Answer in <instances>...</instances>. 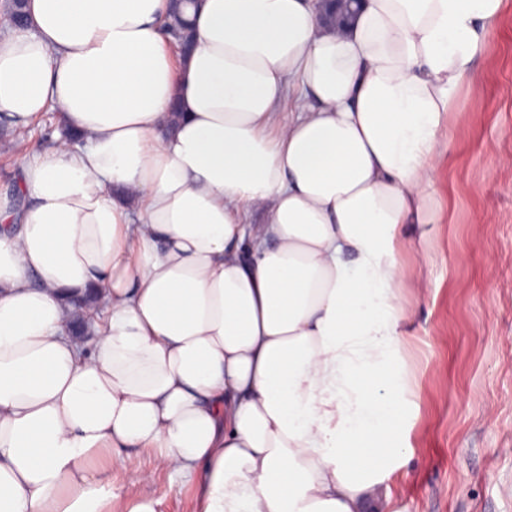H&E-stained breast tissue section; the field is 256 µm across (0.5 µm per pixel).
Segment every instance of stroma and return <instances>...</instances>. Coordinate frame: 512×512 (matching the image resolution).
Instances as JSON below:
<instances>
[{"instance_id": "35a3bbf8", "label": "stroma", "mask_w": 512, "mask_h": 512, "mask_svg": "<svg viewBox=\"0 0 512 512\" xmlns=\"http://www.w3.org/2000/svg\"><path fill=\"white\" fill-rule=\"evenodd\" d=\"M480 76L452 103V148L438 172L447 213L431 227L426 294L408 290L400 325L404 397L401 437L408 454L384 476L393 512H512V0L478 55ZM57 108L39 123L0 122V195L21 178L18 158L51 144ZM137 462L97 465L112 482L116 512L140 498L159 512H195L193 490L159 475L138 480Z\"/></svg>"}]
</instances>
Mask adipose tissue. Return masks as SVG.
Segmentation results:
<instances>
[{
	"instance_id": "adipose-tissue-1",
	"label": "adipose tissue",
	"mask_w": 512,
	"mask_h": 512,
	"mask_svg": "<svg viewBox=\"0 0 512 512\" xmlns=\"http://www.w3.org/2000/svg\"><path fill=\"white\" fill-rule=\"evenodd\" d=\"M169 8L28 0L0 41V118L84 136L0 197V512H116L94 462L135 450L196 512H392L406 227L504 0H200L185 54Z\"/></svg>"
}]
</instances>
